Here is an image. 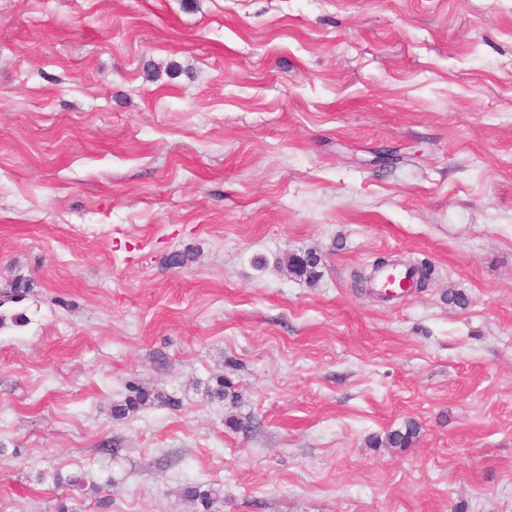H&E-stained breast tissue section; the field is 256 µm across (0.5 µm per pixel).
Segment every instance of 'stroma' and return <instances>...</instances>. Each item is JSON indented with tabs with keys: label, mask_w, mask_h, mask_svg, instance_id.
I'll list each match as a JSON object with an SVG mask.
<instances>
[{
	"label": "stroma",
	"mask_w": 512,
	"mask_h": 512,
	"mask_svg": "<svg viewBox=\"0 0 512 512\" xmlns=\"http://www.w3.org/2000/svg\"><path fill=\"white\" fill-rule=\"evenodd\" d=\"M0 313V512H512V0H0ZM320 262V257L313 251H308L303 256H291L287 258L288 268L292 273L299 276H313ZM126 391L127 394L125 396L124 403L115 408V412L120 416L136 413L141 407L145 406L147 402L150 401L151 396L157 400L162 398L161 395L152 394L135 384H127ZM419 427L413 421H409L404 430L391 431L386 434L384 445L390 448H405L418 437Z\"/></svg>",
	"instance_id": "stroma-1"
}]
</instances>
